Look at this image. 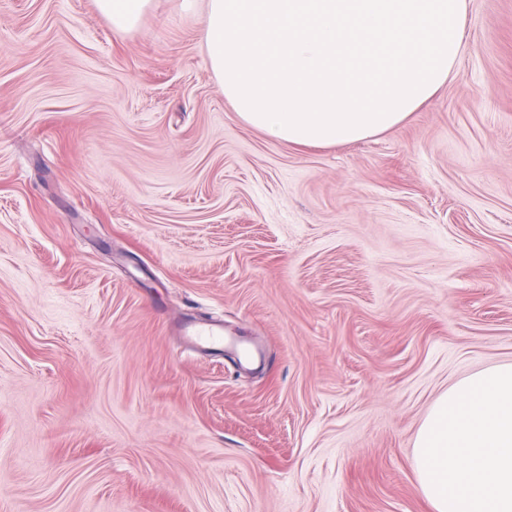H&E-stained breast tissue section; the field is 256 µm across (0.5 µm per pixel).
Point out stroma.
Returning <instances> with one entry per match:
<instances>
[{
	"label": "stroma",
	"mask_w": 512,
	"mask_h": 512,
	"mask_svg": "<svg viewBox=\"0 0 512 512\" xmlns=\"http://www.w3.org/2000/svg\"><path fill=\"white\" fill-rule=\"evenodd\" d=\"M468 2L420 110L304 148L178 0H0V512H431V405L512 363V0ZM98 11L112 23L119 34H129L138 28L150 10L152 0H95Z\"/></svg>",
	"instance_id": "obj_1"
}]
</instances>
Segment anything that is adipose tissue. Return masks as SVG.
I'll use <instances>...</instances> for the list:
<instances>
[{
    "label": "adipose tissue",
    "instance_id": "obj_1",
    "mask_svg": "<svg viewBox=\"0 0 512 512\" xmlns=\"http://www.w3.org/2000/svg\"><path fill=\"white\" fill-rule=\"evenodd\" d=\"M210 69L239 119L317 148L402 124L457 74L468 0H205ZM115 32L152 0H95Z\"/></svg>",
    "mask_w": 512,
    "mask_h": 512
}]
</instances>
